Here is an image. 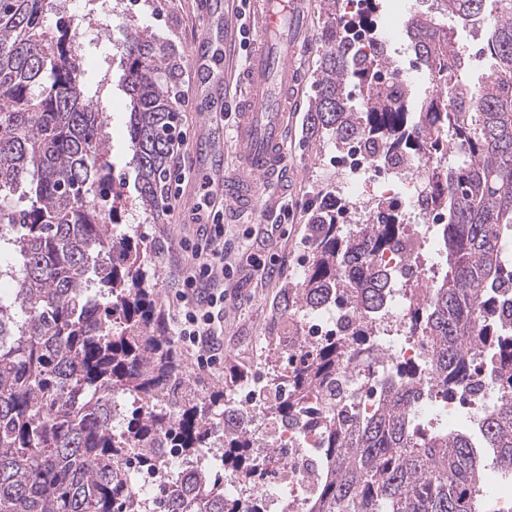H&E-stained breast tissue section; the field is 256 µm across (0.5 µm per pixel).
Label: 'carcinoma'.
I'll return each instance as SVG.
<instances>
[{
  "mask_svg": "<svg viewBox=\"0 0 512 512\" xmlns=\"http://www.w3.org/2000/svg\"><path fill=\"white\" fill-rule=\"evenodd\" d=\"M365 2L353 17L345 0H328L306 133L338 147L380 143L397 160L436 150L428 178L438 186L433 203L448 216L436 230L444 272L409 305L407 325L430 347L438 391L473 394L478 356L512 373V332L495 316L498 290L512 285L500 258V239L512 231V0H494L491 11L488 0H421L406 36L437 92L407 99L404 112L394 111L393 90L374 79L359 49L380 8ZM50 3L0 0V245L12 246L19 272L13 299L0 300V512H140L123 473L128 450L142 468L171 450L196 459L231 391L191 393L135 231L116 224L117 205H101L112 185L99 136L105 106L89 93L72 37L43 27ZM450 18L488 34L492 74L476 87L461 78L469 56L448 38ZM125 54L136 191L152 216L164 204L177 136L178 67L164 46L138 34ZM448 147L458 164L442 165ZM14 195L24 208H4ZM346 209L330 192L312 208L314 257L286 288L283 308L341 301L381 312L394 283L370 266L368 252L395 248L401 225L368 224L351 237ZM368 341L363 326L347 343L304 354L284 375L292 396L275 414L294 416L301 394L335 378ZM419 383L416 371L395 367L371 414L357 415L348 402L336 409L308 512H490L479 449H492L493 463L512 475V388L495 392L471 433L424 429ZM122 398L148 409L118 412ZM250 448L246 432L224 437L221 467L255 480ZM173 480L177 490L160 492L162 512H239L219 471L201 466Z\"/></svg>",
  "mask_w": 512,
  "mask_h": 512,
  "instance_id": "obj_1",
  "label": "carcinoma"
}]
</instances>
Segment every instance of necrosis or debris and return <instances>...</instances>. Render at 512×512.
Instances as JSON below:
<instances>
[{
    "label": "necrosis or debris",
    "instance_id": "1",
    "mask_svg": "<svg viewBox=\"0 0 512 512\" xmlns=\"http://www.w3.org/2000/svg\"><path fill=\"white\" fill-rule=\"evenodd\" d=\"M343 187L347 193L370 183L376 175H384L383 198L393 203V210H380L379 221L395 217L404 224L403 247L374 253L376 267L388 271L395 286L381 316L372 324L371 345L341 373L338 383L347 392L359 413L371 412L379 390L381 369L393 363L416 366L425 363L430 352L419 336L405 330V303L413 288L434 284L441 272L434 230L444 223L443 211L428 205L432 186L422 167L391 168L369 154L362 144L354 142L336 156ZM299 335L289 337L287 363H294L299 351L326 343L346 342L354 332L358 318L342 306H328L298 315ZM274 364L265 372L240 381L235 387L231 413L225 414V428H242L258 438L253 457L258 465L257 479L248 495H241L237 477L225 475L226 495L236 497L241 512H265L271 506L280 512H305L313 487L309 467L327 452L324 427L330 414L319 390H309L300 404L296 420L283 424L271 420L267 404L285 400L291 391L287 385L273 382ZM177 454H170L156 470L129 469L127 478L135 494L146 501L151 512L159 508V491L173 471L184 468Z\"/></svg>",
    "mask_w": 512,
    "mask_h": 512
}]
</instances>
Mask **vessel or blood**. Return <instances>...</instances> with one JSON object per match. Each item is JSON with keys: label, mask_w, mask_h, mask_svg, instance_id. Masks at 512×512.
<instances>
[{"label": "vessel or blood", "mask_w": 512, "mask_h": 512, "mask_svg": "<svg viewBox=\"0 0 512 512\" xmlns=\"http://www.w3.org/2000/svg\"><path fill=\"white\" fill-rule=\"evenodd\" d=\"M254 22V50L243 72V92L237 99L232 147L239 160L238 171L214 184L217 196L234 211L257 214L265 194L278 190L286 177L285 144L291 124L288 105L299 93L305 74L296 58L310 42L306 0H250ZM200 15L211 28L191 50L192 68L200 94L223 89L224 71L205 60L209 40L218 33H234L238 17L226 13L223 0H199ZM219 120L204 119L195 148L212 167L222 164V152L214 134Z\"/></svg>", "instance_id": "obj_1"}]
</instances>
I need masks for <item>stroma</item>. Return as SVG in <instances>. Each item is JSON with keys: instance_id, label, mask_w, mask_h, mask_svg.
<instances>
[{"instance_id": "obj_1", "label": "stroma", "mask_w": 512, "mask_h": 512, "mask_svg": "<svg viewBox=\"0 0 512 512\" xmlns=\"http://www.w3.org/2000/svg\"><path fill=\"white\" fill-rule=\"evenodd\" d=\"M54 7L45 18L48 31L68 27L71 35L80 34L86 16L101 12L103 0H53ZM418 7L417 0H381V9L374 18L377 31H389L387 53L397 60L403 72L402 80L414 99L431 92L419 64L406 49L405 21ZM323 0H313L311 16L312 47L299 62L307 75L300 89L295 111L294 133L286 144L288 180L280 194L265 198L262 216L253 220L242 218L224 224V261L232 265L233 274L225 280L227 300L224 304V363L209 371H200L196 358L184 353L183 358L191 382L199 396L223 386L226 368L244 371L259 367L265 339L287 330L292 317L282 309L283 292L297 284L303 267L311 259L308 235V212L319 190H335L338 176L330 162L335 145L326 139L307 137L305 125L314 91V77L324 47ZM207 24L200 16L196 0H123L120 11L112 16V39L99 49L82 48L84 67L92 76L101 78L100 95L109 116V156L113 187L123 195L121 216L140 235L144 256L155 269L154 286L158 307L165 320H172L176 305L178 279L185 273L180 242L193 238L197 228L193 210L187 207V197L198 194L196 179L204 172L194 157V138L206 111L218 109L224 121V137H231L235 100L240 94L238 72L248 56L238 41H213L207 48L209 61L228 59L226 78L229 89L219 103L200 97L194 81L188 50L206 32ZM154 37L166 45L178 64L181 101L178 127L185 135L180 152L171 153L172 175L186 174L182 191L167 187L162 212L144 217L137 205L136 173L130 162L126 129L128 98L122 89L125 69L123 45L130 34ZM454 40L466 47L471 58L464 78L478 84L490 75L489 60L484 54L483 32L456 27ZM259 256L267 272L256 271L249 265L250 256Z\"/></svg>"}]
</instances>
